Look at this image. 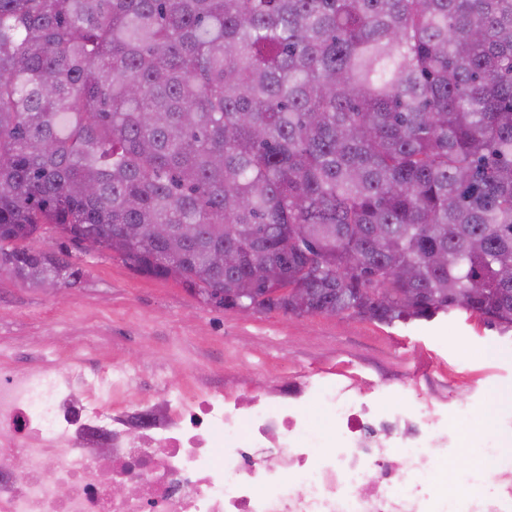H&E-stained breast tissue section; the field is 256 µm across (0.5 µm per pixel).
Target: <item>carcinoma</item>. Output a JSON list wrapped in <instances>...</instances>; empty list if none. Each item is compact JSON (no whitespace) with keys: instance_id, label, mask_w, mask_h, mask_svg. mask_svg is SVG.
Masks as SVG:
<instances>
[{"instance_id":"1","label":"carcinoma","mask_w":512,"mask_h":512,"mask_svg":"<svg viewBox=\"0 0 512 512\" xmlns=\"http://www.w3.org/2000/svg\"><path fill=\"white\" fill-rule=\"evenodd\" d=\"M55 229L219 306L511 328L512 0H0V275L79 279Z\"/></svg>"}]
</instances>
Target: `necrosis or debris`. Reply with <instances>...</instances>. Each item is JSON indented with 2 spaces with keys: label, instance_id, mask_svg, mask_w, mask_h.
<instances>
[{
  "label": "necrosis or debris",
  "instance_id": "1",
  "mask_svg": "<svg viewBox=\"0 0 512 512\" xmlns=\"http://www.w3.org/2000/svg\"><path fill=\"white\" fill-rule=\"evenodd\" d=\"M125 368L0 371V512H506L512 473L488 494L448 498L463 433L428 406L379 410L319 388L340 435L298 402L199 397L182 387L119 410ZM23 468H16V459ZM133 481L137 495L116 498Z\"/></svg>",
  "mask_w": 512,
  "mask_h": 512
}]
</instances>
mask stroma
<instances>
[{
	"instance_id": "obj_1",
	"label": "stroma",
	"mask_w": 512,
	"mask_h": 512,
	"mask_svg": "<svg viewBox=\"0 0 512 512\" xmlns=\"http://www.w3.org/2000/svg\"><path fill=\"white\" fill-rule=\"evenodd\" d=\"M34 246L67 255L82 277L59 295L0 276V345L15 368L74 349L101 364H126L135 400L168 383L214 394L270 390L283 370L291 381L333 384L382 410L417 395L467 411L468 447L499 449V471H512V450L503 446L512 437V401L483 426L492 396L512 390V329L460 310L392 325L353 312L244 315L204 306L175 281L145 276L113 255L86 254L53 236Z\"/></svg>"
}]
</instances>
